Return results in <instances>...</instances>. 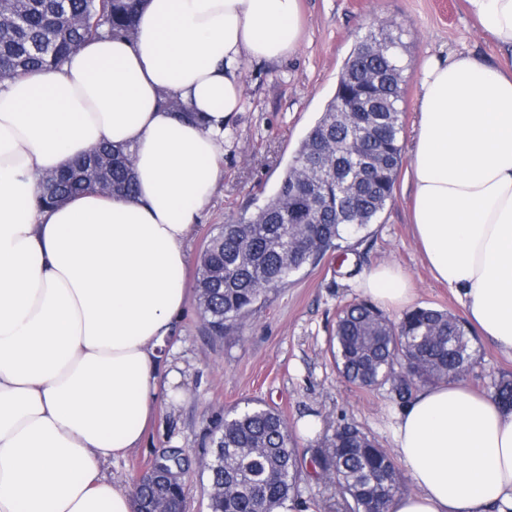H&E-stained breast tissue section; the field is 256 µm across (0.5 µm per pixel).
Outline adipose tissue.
Masks as SVG:
<instances>
[{"mask_svg": "<svg viewBox=\"0 0 512 512\" xmlns=\"http://www.w3.org/2000/svg\"><path fill=\"white\" fill-rule=\"evenodd\" d=\"M465 2L502 60L425 64L412 224L469 324L512 355V0ZM300 37L299 0H145L132 39L87 42L64 71L0 91V512H134L101 466L141 446L172 379L186 243L242 107V67ZM103 143L131 151L135 195L43 209L37 178ZM360 286L381 306L409 301L388 264ZM394 448L415 489L392 512H512V411L497 400L420 390Z\"/></svg>", "mask_w": 512, "mask_h": 512, "instance_id": "1", "label": "adipose tissue"}]
</instances>
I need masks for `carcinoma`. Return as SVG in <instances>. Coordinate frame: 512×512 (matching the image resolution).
I'll return each instance as SVG.
<instances>
[{
    "instance_id": "cac0c4a2",
    "label": "carcinoma",
    "mask_w": 512,
    "mask_h": 512,
    "mask_svg": "<svg viewBox=\"0 0 512 512\" xmlns=\"http://www.w3.org/2000/svg\"><path fill=\"white\" fill-rule=\"evenodd\" d=\"M142 0H7L3 8L22 16V25L0 27V84L43 70H63L81 46L100 38L133 35ZM373 39L389 46L387 55L367 59L363 41L344 62L354 71L389 72L374 85L340 82L320 117L306 131L274 194L257 212L243 215L211 236L200 255L198 309L214 336L239 330L269 292L288 284L307 264L365 230L393 194L403 160L401 134L402 33L388 26ZM360 94H377L380 111L354 112L336 119V105ZM373 131L375 161L358 169L348 145L349 130ZM95 152L111 158L112 193H135L133 160L104 143ZM36 191L46 207L96 186L85 176L57 172ZM356 191L354 209L344 208L336 185ZM336 368L361 387L390 386L405 404L421 383L460 381L476 364L470 337L458 319L431 307L406 311L389 321L368 300L346 306L332 337ZM494 396L512 409V376L492 382ZM208 473L209 512H281L298 507V451L277 408L258 402L231 409L215 426ZM311 462L321 477L331 478L352 512H390L403 484L394 458L357 427L340 424L323 445L312 449ZM142 500L175 497L177 487L144 484Z\"/></svg>"
}]
</instances>
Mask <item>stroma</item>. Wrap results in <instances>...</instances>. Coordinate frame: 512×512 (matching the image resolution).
Listing matches in <instances>:
<instances>
[{"mask_svg":"<svg viewBox=\"0 0 512 512\" xmlns=\"http://www.w3.org/2000/svg\"><path fill=\"white\" fill-rule=\"evenodd\" d=\"M303 36L295 52L278 62L248 61L242 69L243 105L233 113L222 172L210 201L200 210L189 240L188 290H195L197 264L210 234L265 204L283 178L307 129L332 96L343 62L356 40L386 24L400 29L411 61L404 73L401 108L403 147H411L418 116L420 74L425 61L469 51L495 62L496 45L477 28L464 0H301ZM411 187L399 172L393 197L376 223L350 241L347 256L331 252L307 265L285 287L268 294L242 332L211 336L196 301H189L165 350L175 378L147 425L141 447L108 460L107 478L133 489L138 474L170 448L188 459L183 482L186 512H208L203 462L210 433L225 411L261 400L279 409L295 435L299 493L308 512H348L337 490L310 464L315 439L301 435V421L321 423L322 435L350 423L392 449L401 410L388 388H363L338 373L331 354L337 313L360 300L357 281L381 263L396 265L414 289L412 306L444 309L464 317L461 303L435 280L413 238ZM478 351L464 385L487 395L491 382L512 375V357L475 337Z\"/></svg>","mask_w":512,"mask_h":512,"instance_id":"35a3bbf8","label":"stroma"}]
</instances>
